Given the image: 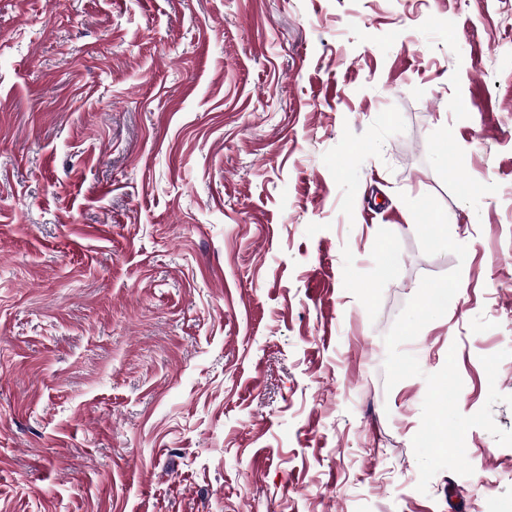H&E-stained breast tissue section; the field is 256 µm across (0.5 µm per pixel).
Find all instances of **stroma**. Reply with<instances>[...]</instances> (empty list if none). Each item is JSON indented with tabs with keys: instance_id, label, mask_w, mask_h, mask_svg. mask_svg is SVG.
Segmentation results:
<instances>
[{
	"instance_id": "35a3bbf8",
	"label": "stroma",
	"mask_w": 512,
	"mask_h": 512,
	"mask_svg": "<svg viewBox=\"0 0 512 512\" xmlns=\"http://www.w3.org/2000/svg\"><path fill=\"white\" fill-rule=\"evenodd\" d=\"M504 349L512 0H0V512H512L488 431L423 492L412 447Z\"/></svg>"
}]
</instances>
